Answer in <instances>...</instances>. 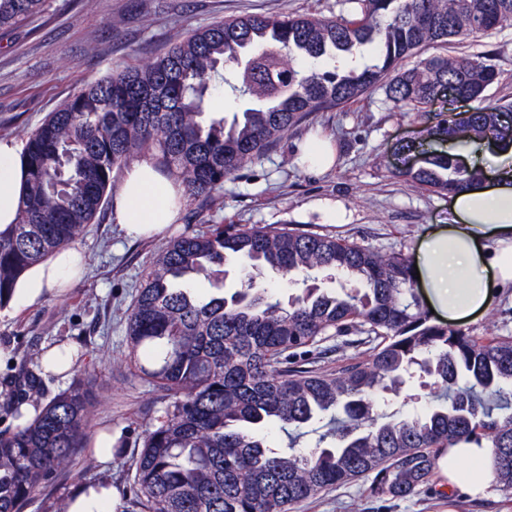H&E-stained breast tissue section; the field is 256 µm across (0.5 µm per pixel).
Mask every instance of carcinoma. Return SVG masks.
Masks as SVG:
<instances>
[{
	"label": "carcinoma",
	"mask_w": 512,
	"mask_h": 512,
	"mask_svg": "<svg viewBox=\"0 0 512 512\" xmlns=\"http://www.w3.org/2000/svg\"><path fill=\"white\" fill-rule=\"evenodd\" d=\"M347 16H241L199 28L142 67L82 87L25 140L27 193L0 227V307L32 266L95 222L113 172L150 156L189 195L210 199L224 180L271 151L313 112L340 108L375 87L400 109L421 110L444 87L484 97L497 73L479 57L421 59L432 43L492 35L512 21V0H347ZM46 0H0V31L41 13ZM414 60L407 66L408 60ZM252 100L228 121L211 112L224 68ZM512 146V104L448 112L426 135ZM448 194L480 171L432 153L399 170ZM271 270L305 287L274 298L253 276L224 294L228 266ZM342 276L340 290L316 274ZM215 291L202 296L196 278ZM357 336L368 358L336 372L291 365L297 352ZM133 367L166 403L130 464L141 512H289L322 491L365 477L377 499L417 494L461 439L489 444L494 476L512 490V336H473L431 322L413 293L411 267L379 252L299 227L212 224L173 240L142 271L127 312ZM431 401L413 416L382 417L416 374ZM40 379L28 366L8 383L0 431V512L27 506L86 447L94 398L77 382L32 419ZM329 418L330 441L308 451L270 445L272 427L297 431Z\"/></svg>",
	"instance_id": "1"
}]
</instances>
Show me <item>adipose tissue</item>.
<instances>
[{"label": "adipose tissue", "mask_w": 512, "mask_h": 512, "mask_svg": "<svg viewBox=\"0 0 512 512\" xmlns=\"http://www.w3.org/2000/svg\"><path fill=\"white\" fill-rule=\"evenodd\" d=\"M499 182L452 193L448 222L419 245L415 261L431 305L449 319L486 310L498 292L512 288V154L496 160ZM24 168L16 141L0 139V225L14 223L23 199ZM184 202L180 182L157 171L151 159L130 165L111 197L112 221L135 239L175 223ZM84 257L71 246L54 252L18 282L10 307L40 303L82 275ZM490 448L461 442L439 460L442 491L477 495L492 479Z\"/></svg>", "instance_id": "obj_1"}]
</instances>
